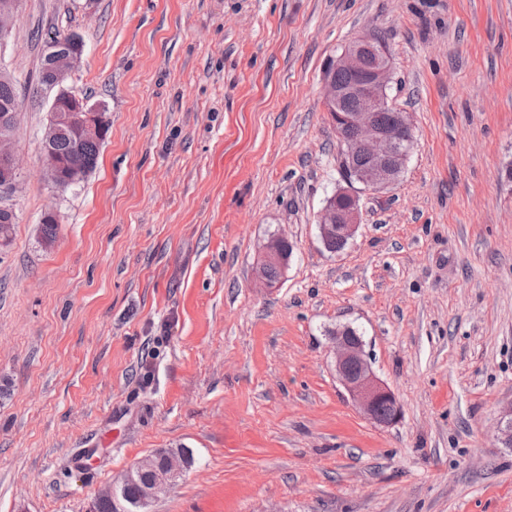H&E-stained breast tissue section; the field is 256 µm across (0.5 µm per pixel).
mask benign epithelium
I'll use <instances>...</instances> for the list:
<instances>
[{"instance_id":"obj_1","label":"benign epithelium","mask_w":512,"mask_h":512,"mask_svg":"<svg viewBox=\"0 0 512 512\" xmlns=\"http://www.w3.org/2000/svg\"><path fill=\"white\" fill-rule=\"evenodd\" d=\"M21 0H0V49L8 41L19 17ZM82 39L72 35L67 39L52 40L45 44L43 80L56 86L81 62ZM346 72L352 83L343 87L336 83L335 74ZM393 80L389 48L385 40L370 29L349 42L329 61L323 72V100L333 125L340 137L342 160L355 164L356 157L364 160L355 178L368 191H380L393 185L403 172L413 147V124L410 113L404 112L388 100V89ZM19 100H12L0 114V194L13 195L19 188L20 159L13 135L9 131L13 113L19 111ZM388 109L394 112L390 124L379 123L377 113ZM73 130L81 138L102 139L106 136V117L99 107L88 104L79 91L62 88L55 96L48 121L41 138L43 172L54 187L65 190L83 181L87 170L80 164L64 161L53 144L63 129ZM353 130L355 136L343 139V132ZM344 201L326 204L320 218V238L324 246L332 242L346 245L359 225L358 197L348 189L336 192ZM286 240L270 237L263 246L256 275L266 285H271L266 268L271 263L288 261L282 247ZM333 353L336 375L362 412L374 424L387 427L397 422L400 409L392 391L374 374L365 342L352 336L348 327L336 329ZM387 401L393 413L383 417L378 405ZM185 469L179 453H169L154 461L142 459L125 472L120 480L100 494L102 498L115 499L118 488L145 471L149 479L142 486L138 506L144 508L159 498Z\"/></svg>"}]
</instances>
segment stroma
<instances>
[{"label": "stroma", "instance_id": "stroma-1", "mask_svg": "<svg viewBox=\"0 0 512 512\" xmlns=\"http://www.w3.org/2000/svg\"><path fill=\"white\" fill-rule=\"evenodd\" d=\"M50 28L82 38L65 84L110 122L63 191L40 151ZM367 29L414 148L395 185L359 191L332 253L319 214L347 182L322 76ZM0 63L22 157L0 242V512H92L160 448L193 460L148 512H512V0H22ZM273 235L290 255L270 288ZM347 324L393 426L336 377ZM284 244H288V241L279 236H272L263 246L261 259L259 264L256 266L255 272L257 277L267 286H273L274 284H271V282L278 283L283 275L284 269L279 265L271 263H287L288 258H286V255L282 250ZM267 274L271 282L269 281Z\"/></svg>", "mask_w": 512, "mask_h": 512}]
</instances>
